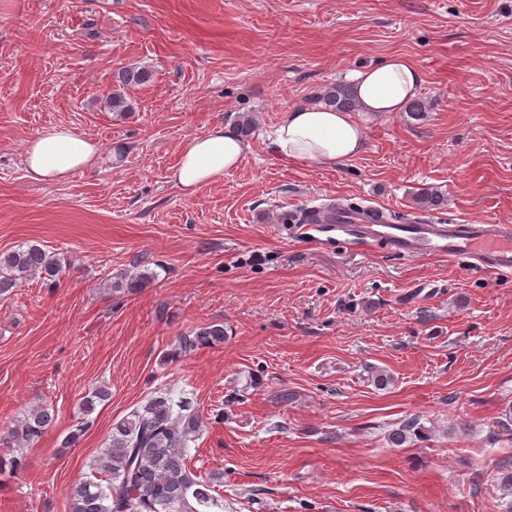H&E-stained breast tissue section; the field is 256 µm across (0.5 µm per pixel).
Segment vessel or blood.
Segmentation results:
<instances>
[{
  "instance_id": "obj_1",
  "label": "vessel or blood",
  "mask_w": 512,
  "mask_h": 512,
  "mask_svg": "<svg viewBox=\"0 0 512 512\" xmlns=\"http://www.w3.org/2000/svg\"><path fill=\"white\" fill-rule=\"evenodd\" d=\"M299 220L306 228L328 225L360 243L383 241L401 257L464 256L495 272L512 271L511 224H447L424 217L399 221L386 210L340 201L308 207Z\"/></svg>"
}]
</instances>
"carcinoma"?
I'll use <instances>...</instances> for the list:
<instances>
[{
  "label": "carcinoma",
  "instance_id": "carcinoma-1",
  "mask_svg": "<svg viewBox=\"0 0 512 512\" xmlns=\"http://www.w3.org/2000/svg\"><path fill=\"white\" fill-rule=\"evenodd\" d=\"M152 79L146 69L129 68L117 74L120 86L141 85ZM327 107L343 111L359 109L349 85L336 83L320 95ZM416 201L426 208L443 203L438 190L426 187ZM61 271L56 255L37 244L0 254V296L17 281L40 277L53 281ZM224 325L212 323L180 336L174 350L185 353L224 343ZM54 409L41 404L32 409L9 440L21 445L40 437L52 424ZM204 421L188 397L175 401L170 394L149 398L130 416L112 426L111 440L91 465L92 477L75 484L70 512H224L219 479L203 475L191 466L189 443L199 435ZM495 479L503 495L512 496V465L498 467Z\"/></svg>",
  "mask_w": 512,
  "mask_h": 512
}]
</instances>
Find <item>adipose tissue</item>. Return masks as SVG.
Masks as SVG:
<instances>
[{
	"mask_svg": "<svg viewBox=\"0 0 512 512\" xmlns=\"http://www.w3.org/2000/svg\"><path fill=\"white\" fill-rule=\"evenodd\" d=\"M423 76L406 56L357 71L352 87L364 112H399L416 98ZM365 129L350 113L324 107L289 110L276 126L270 144L285 158L333 166L359 154ZM249 146L222 125L191 136L181 145L171 179L184 192L193 194L223 180L237 169ZM100 152L98 144L65 125H56L27 140L24 163L30 179L40 183L62 180L90 168Z\"/></svg>",
	"mask_w": 512,
	"mask_h": 512,
	"instance_id": "obj_1",
	"label": "adipose tissue"
}]
</instances>
